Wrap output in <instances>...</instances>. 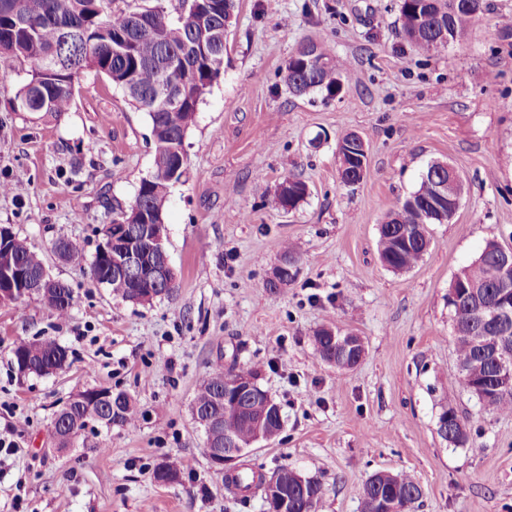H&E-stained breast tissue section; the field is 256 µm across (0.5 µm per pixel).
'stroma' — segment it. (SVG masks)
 Returning <instances> with one entry per match:
<instances>
[{"mask_svg":"<svg viewBox=\"0 0 512 512\" xmlns=\"http://www.w3.org/2000/svg\"><path fill=\"white\" fill-rule=\"evenodd\" d=\"M398 0H239L224 72L198 105L187 169L169 190L167 250L178 274L169 297L122 301L88 266L61 260L64 238L93 258L106 224L128 209L154 163L151 123L104 75L87 70L60 118L14 106L29 62L0 55V226L42 253L73 292L67 319L36 298L0 305V512H264L240 502L202 455L196 391L216 365L253 366L281 407L277 437L245 467H281L320 482L319 512H361L379 470L421 485L413 512H512V415L485 413L461 390L448 289L487 241L512 245V0H483L464 34L430 54L399 33ZM350 61L342 91L293 96L284 69L302 42ZM366 142L357 185L338 174L336 145ZM447 162L465 189L450 223L411 270L380 261L379 226L417 189L427 165ZM287 176L309 194L290 211L272 197ZM294 282L266 286L285 246ZM360 336L361 362L322 361L311 337L325 325ZM56 338L70 367L19 377L20 340ZM127 393L138 421L89 424L58 449L53 418L78 392ZM454 407L470 443L453 448L438 418ZM176 462L180 482L154 467Z\"/></svg>","mask_w":512,"mask_h":512,"instance_id":"35a3bbf8","label":"stroma"}]
</instances>
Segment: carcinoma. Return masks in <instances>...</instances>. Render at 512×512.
Listing matches in <instances>:
<instances>
[{"label": "carcinoma", "instance_id": "obj_1", "mask_svg": "<svg viewBox=\"0 0 512 512\" xmlns=\"http://www.w3.org/2000/svg\"><path fill=\"white\" fill-rule=\"evenodd\" d=\"M195 21L173 20L163 0L132 10L112 9V0H0V52L31 62L29 79L17 91L15 103H28L30 111L59 118L73 104L75 81L86 70L105 75L128 100L150 118L154 143L151 173L139 186L130 208L117 214V220L139 229L144 213L162 214L171 183V160L186 156L185 139L203 95L224 72L223 38L236 7L235 0H199ZM482 10V0H430L428 9L418 13L415 0H399L398 11L404 38L419 52L431 53L442 44L441 33L450 40L460 36ZM312 58L308 65L290 59L285 82L296 96L320 95L333 99L341 92L342 73L348 62L336 60L332 47L306 42ZM183 89L181 102L173 104L165 89ZM288 187H279L273 202L279 208H294L307 196V184L286 177ZM448 184V195L462 194L463 184L439 162L426 168L420 185L404 200L396 201L379 230V256L389 270L404 272L415 267L426 253L428 225L435 223L429 199L435 182ZM54 250L72 264L82 265L81 248L68 241L55 243ZM15 264L35 276L45 267L39 251L17 236L10 242ZM94 280L124 300L131 288L129 280L112 274L108 261L94 256L90 262ZM450 288L466 289V294L448 302L454 313L455 348L460 368V387L467 393L481 388L479 401L488 413L512 414V386L500 381L499 365L488 353L487 341L499 340L503 353L512 362V332L504 336L494 325L492 310L500 288L494 283L492 261L482 255L455 275ZM39 298L61 319L69 317L72 290L63 284L45 288ZM313 344L319 356L336 367L348 369L357 364L356 353L345 351L324 329L314 333ZM17 371L27 367L31 375H49L68 366L69 351L52 337L23 341L12 349ZM242 376L258 377L254 367L216 366L198 388L193 413L203 419L224 411V387ZM266 410L265 399L255 400L238 413L224 417V438L247 446L257 432L256 419ZM130 397L117 392L107 401L95 400L89 391L73 397L57 414L54 428L60 447L77 440L86 427L96 423L108 429L133 422ZM443 439L459 448L469 443L460 417L447 424ZM234 475L232 491L245 502L263 492L265 476L237 466L226 470ZM318 481L306 487L288 479V499L293 512H318L321 501ZM422 497V488L410 475L381 470L373 473L361 492L362 508L372 502L393 503L398 512H410Z\"/></svg>", "mask_w": 512, "mask_h": 512}]
</instances>
